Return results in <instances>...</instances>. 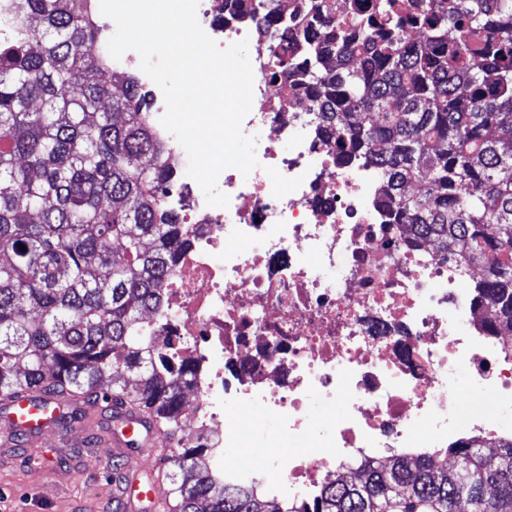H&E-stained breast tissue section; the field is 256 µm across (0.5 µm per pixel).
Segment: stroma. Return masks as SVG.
Masks as SVG:
<instances>
[{
  "mask_svg": "<svg viewBox=\"0 0 512 512\" xmlns=\"http://www.w3.org/2000/svg\"><path fill=\"white\" fill-rule=\"evenodd\" d=\"M224 415L236 429L240 445L210 458V467L261 466L266 462V449L300 450L297 440L281 428L263 404L244 409L229 406ZM109 429L105 418L91 430L81 422L57 423L42 438L49 450L44 461L0 443V512H112V501L118 494L110 477L113 461L128 463L136 478L150 461L146 449L118 451L110 447L104 440Z\"/></svg>",
  "mask_w": 512,
  "mask_h": 512,
  "instance_id": "obj_1",
  "label": "stroma"
}]
</instances>
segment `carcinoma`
I'll list each match as a JSON object with an SVG mask.
<instances>
[{
    "mask_svg": "<svg viewBox=\"0 0 512 512\" xmlns=\"http://www.w3.org/2000/svg\"><path fill=\"white\" fill-rule=\"evenodd\" d=\"M89 0H14L40 39L0 29V401L24 389L88 403L125 398L171 442L161 467L170 512H512V437L479 450L368 459L298 508L217 477L209 446L181 445L194 369L173 368L142 334L187 245L166 205L172 171L135 78L97 51ZM269 47L268 71L307 97L337 163L379 173L388 223L482 268L473 310L512 336V0H396L366 15L334 0H220ZM307 17L288 36V17ZM419 29L410 40L405 23ZM426 179L421 195L406 187ZM26 250H21V247Z\"/></svg>",
    "mask_w": 512,
    "mask_h": 512,
    "instance_id": "1",
    "label": "carcinoma"
}]
</instances>
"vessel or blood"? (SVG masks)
<instances>
[{
  "instance_id": "vessel-or-blood-1",
  "label": "vessel or blood",
  "mask_w": 512,
  "mask_h": 512,
  "mask_svg": "<svg viewBox=\"0 0 512 512\" xmlns=\"http://www.w3.org/2000/svg\"><path fill=\"white\" fill-rule=\"evenodd\" d=\"M35 392L21 393L5 406L7 419L0 425V442L9 443L21 439L25 449L40 452V438L49 424L54 423L68 407L66 401H51L49 408L36 409ZM116 421L112 426V445L116 448H132L154 444L159 431L137 408H116ZM122 505L126 512H157L159 506L167 504L168 494L154 478L125 482L120 490Z\"/></svg>"
}]
</instances>
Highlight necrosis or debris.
I'll return each mask as SVG.
<instances>
[{"mask_svg": "<svg viewBox=\"0 0 512 512\" xmlns=\"http://www.w3.org/2000/svg\"><path fill=\"white\" fill-rule=\"evenodd\" d=\"M197 19L220 46L247 40L253 101L241 122L256 137L252 177L223 170L225 207L208 205L176 137L161 124L160 88L144 73L149 121L175 159L168 205L189 229L188 246L143 329L156 351L196 370L186 444L231 442L225 405L263 402L315 452L245 466L232 477L293 503L313 502L365 459L407 454L503 434L483 406L462 410L457 373L467 368L500 408L512 409V337L484 335L473 313L475 274L428 247L409 248L387 224L376 175L336 166V143L318 136L299 98L270 79L264 42L210 0ZM344 405L332 433L317 432L311 397Z\"/></svg>", "mask_w": 512, "mask_h": 512, "instance_id": "4bbe7bcc", "label": "necrosis or debris"}]
</instances>
